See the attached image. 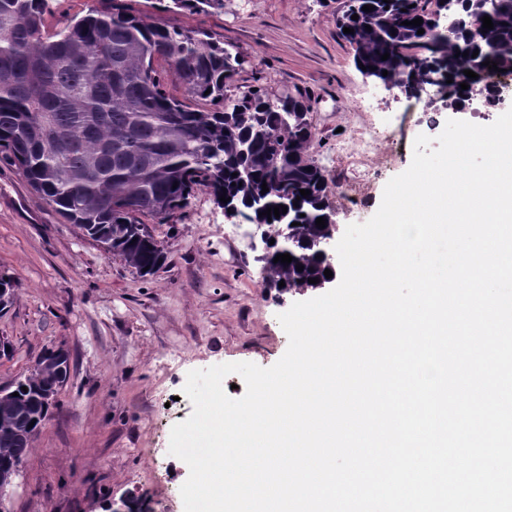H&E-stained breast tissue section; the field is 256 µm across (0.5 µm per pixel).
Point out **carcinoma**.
<instances>
[{
	"label": "carcinoma",
	"mask_w": 512,
	"mask_h": 512,
	"mask_svg": "<svg viewBox=\"0 0 512 512\" xmlns=\"http://www.w3.org/2000/svg\"><path fill=\"white\" fill-rule=\"evenodd\" d=\"M169 2L170 11L224 8V0ZM496 2L491 9L488 0H352L336 27L354 50L355 66L374 67L375 78L409 96L430 87L446 102L445 111L462 112L470 88L489 73L483 62L512 72V0ZM49 5L0 0V156L44 202L90 237H109L112 254L145 277L167 256L140 217L166 219L205 188L217 201L230 197L223 207L275 239L261 259L266 287L282 293L329 282L323 246L338 225L327 178L309 159L315 133L303 95L273 98L259 88L227 98L243 60L223 40L156 23L115 0H99L46 37ZM365 5L373 10L363 11ZM485 15L494 29L482 28ZM416 18L421 26L403 24ZM345 27L354 33H343ZM157 59L188 96L210 107L170 96L153 65ZM462 68L478 74L464 91L456 81ZM264 182L269 191L263 194ZM302 189L311 194L301 196ZM281 205L287 212L280 217L259 216ZM319 217L326 219L323 229L316 227ZM284 253L291 263L273 262ZM55 379L52 366L33 369L13 385L16 395L0 400V477L31 452L29 424L37 428L47 418L40 397Z\"/></svg>",
	"instance_id": "obj_1"
}]
</instances>
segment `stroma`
I'll return each instance as SVG.
<instances>
[{
	"mask_svg": "<svg viewBox=\"0 0 512 512\" xmlns=\"http://www.w3.org/2000/svg\"><path fill=\"white\" fill-rule=\"evenodd\" d=\"M162 24L223 38L245 59L228 95L263 87L270 96H307L310 150L328 179L339 229L370 215L351 209L354 170L372 171L365 188L380 205L384 188L408 169L418 135L437 137L449 118L427 123L410 103L366 79L337 35L347 0H224L220 10L161 11L157 0H123ZM386 132L379 154L363 153L354 130ZM146 224L167 256L143 277L105 253L50 208L22 172L0 162V272L14 301L0 313V385L28 375L37 358L69 351L70 375L50 418L19 467L9 512H106L134 495L146 512H184L189 476L170 455L172 427L193 406L187 375L217 364L274 365L288 347L278 316L305 293L262 286V231L230 220L208 191L186 208Z\"/></svg>",
	"mask_w": 512,
	"mask_h": 512,
	"instance_id": "1",
	"label": "stroma"
}]
</instances>
